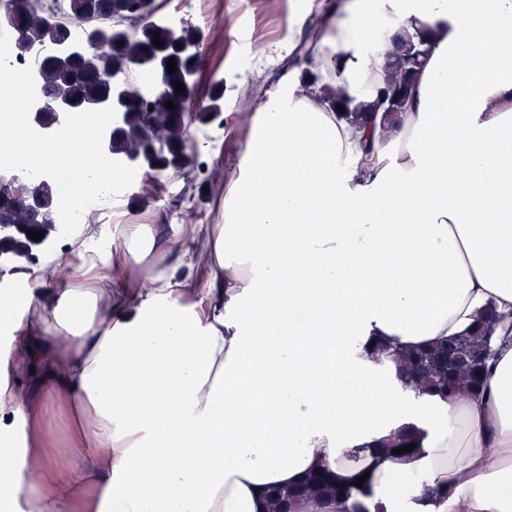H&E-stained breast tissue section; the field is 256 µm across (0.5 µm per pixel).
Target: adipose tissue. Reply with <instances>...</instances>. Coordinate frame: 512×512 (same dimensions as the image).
Masks as SVG:
<instances>
[{"label": "adipose tissue", "instance_id": "ef3b65f1", "mask_svg": "<svg viewBox=\"0 0 512 512\" xmlns=\"http://www.w3.org/2000/svg\"><path fill=\"white\" fill-rule=\"evenodd\" d=\"M406 34L405 109L337 111ZM288 52L217 223L116 211L67 288L5 273L0 512H268L323 471L291 512H512V0H303ZM489 307L480 395L405 386Z\"/></svg>", "mask_w": 512, "mask_h": 512}]
</instances>
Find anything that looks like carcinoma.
Segmentation results:
<instances>
[{
    "mask_svg": "<svg viewBox=\"0 0 512 512\" xmlns=\"http://www.w3.org/2000/svg\"><path fill=\"white\" fill-rule=\"evenodd\" d=\"M156 9L155 0H68L65 14L50 18L42 4L24 0L22 6L11 7L13 26L19 30L11 54L24 56L39 44L67 35L71 21L89 20L98 27L108 46L86 52L71 70L53 61L45 65L41 70L42 87L54 96L75 103L104 98L111 93L115 75L128 74L134 65L151 67L155 33H160L164 44L174 37L183 42H195V33L188 24L175 33L150 22L149 15ZM423 57L418 48L412 47L400 62L390 64L388 84L373 111L393 113L403 108L410 78ZM173 58L177 69L161 78V84L166 86V97L145 102L134 92H128L121 121L112 126L105 143L108 151L127 158L150 150L162 164L158 171L168 169L176 175L188 166L191 145L188 124L182 119L188 99L175 91L173 83H190L192 63L187 54L175 53ZM168 101L174 103L175 109L167 108ZM33 195L39 196L42 202L35 230L44 232L54 224L57 199L52 179L34 183L20 175L8 182L0 181V224L31 223L19 203ZM494 320L495 315L491 313L480 319L470 333L453 342L401 355L403 379L426 393L443 397L459 391L477 392L483 386L485 366L479 355L490 348L489 332ZM311 492L313 487L305 483L286 496H275L272 512H283L288 499Z\"/></svg>",
    "mask_w": 512,
    "mask_h": 512,
    "instance_id": "obj_1",
    "label": "carcinoma"
}]
</instances>
